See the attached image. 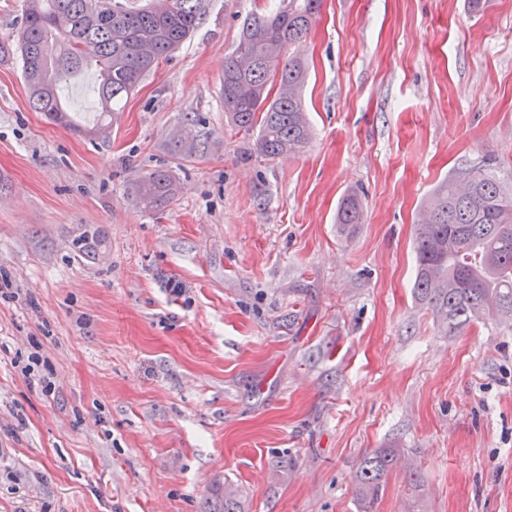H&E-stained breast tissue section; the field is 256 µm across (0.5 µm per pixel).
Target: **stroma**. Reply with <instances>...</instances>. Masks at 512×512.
I'll use <instances>...</instances> for the list:
<instances>
[{
    "label": "stroma",
    "instance_id": "35a3bbf8",
    "mask_svg": "<svg viewBox=\"0 0 512 512\" xmlns=\"http://www.w3.org/2000/svg\"><path fill=\"white\" fill-rule=\"evenodd\" d=\"M279 3L209 0L104 142L33 111L0 57V512H203L213 482L247 512H360L379 448L374 512H512V323L446 335L413 288L441 181L484 166L512 192V0H323L297 49L313 138L270 160L222 79ZM96 89L61 90L84 129ZM156 168L178 194L148 213ZM136 203L145 211L167 207L175 198L176 185L169 171L158 169L142 178L135 186ZM362 201L357 194L347 195L341 202L336 214L337 224L344 228H354L362 223ZM397 451L394 448H379L367 454L356 471L354 485L356 495L363 504V512L373 511L386 489V476L396 465Z\"/></svg>",
    "mask_w": 512,
    "mask_h": 512
}]
</instances>
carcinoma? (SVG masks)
<instances>
[{
	"label": "carcinoma",
	"instance_id": "cac0c4a2",
	"mask_svg": "<svg viewBox=\"0 0 512 512\" xmlns=\"http://www.w3.org/2000/svg\"><path fill=\"white\" fill-rule=\"evenodd\" d=\"M23 0L17 49L29 105L52 123L70 127L60 88L69 77L93 69L100 120L85 135L110 138L115 113L159 60L199 27L206 0ZM322 0H282L275 12L251 14L242 23L234 52L224 61L222 96L229 121L256 134L254 151L275 159L302 152L311 128L302 103L307 69L292 48L305 39ZM146 211L167 207L176 185L158 169L135 186ZM362 201L346 196L336 223H362ZM414 286L450 336L473 321L512 322V195L483 170L465 169L439 184L424 201L416 229ZM397 451L380 448L356 471L363 512L383 497ZM206 512H245L240 502L209 491Z\"/></svg>",
	"mask_w": 512,
	"mask_h": 512
}]
</instances>
